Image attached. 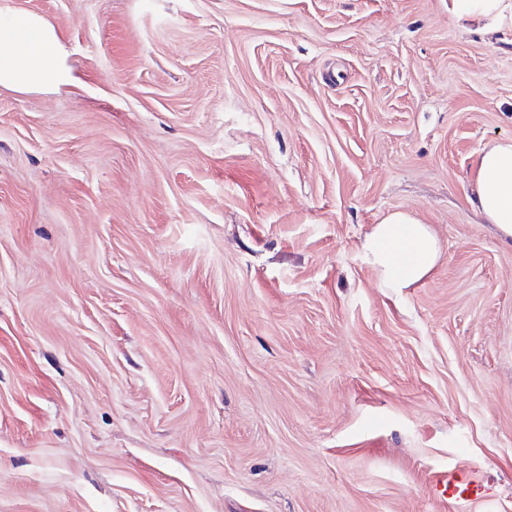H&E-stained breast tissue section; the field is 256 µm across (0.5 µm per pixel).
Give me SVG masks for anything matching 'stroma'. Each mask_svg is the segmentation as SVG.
Wrapping results in <instances>:
<instances>
[{
  "mask_svg": "<svg viewBox=\"0 0 512 512\" xmlns=\"http://www.w3.org/2000/svg\"><path fill=\"white\" fill-rule=\"evenodd\" d=\"M77 78L0 88V512H512V29L446 0H0ZM441 245L403 296L363 243ZM448 17L463 32L488 35L512 28L511 0H446ZM470 202L503 240H512V139L486 145L476 158ZM440 252L430 228L407 211L388 213L363 244L364 258L377 272L380 287L397 295L427 277ZM434 495L455 503L459 512H466L475 500L484 497L485 485L463 469L436 475L431 484Z\"/></svg>",
  "mask_w": 512,
  "mask_h": 512,
  "instance_id": "35a3bbf8",
  "label": "stroma"
}]
</instances>
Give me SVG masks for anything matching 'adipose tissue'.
I'll return each mask as SVG.
<instances>
[{"label":"adipose tissue","instance_id":"1","mask_svg":"<svg viewBox=\"0 0 512 512\" xmlns=\"http://www.w3.org/2000/svg\"><path fill=\"white\" fill-rule=\"evenodd\" d=\"M448 16L463 32L488 35L512 28V0H447ZM66 54L45 17L0 7V87L27 92L68 84ZM470 202L502 239L512 240V139L486 145L476 158ZM381 287L402 294L427 277L440 258L430 228L407 211L388 213L363 244Z\"/></svg>","mask_w":512,"mask_h":512}]
</instances>
